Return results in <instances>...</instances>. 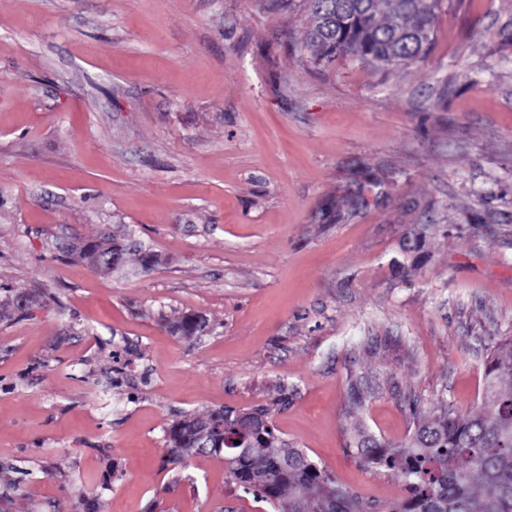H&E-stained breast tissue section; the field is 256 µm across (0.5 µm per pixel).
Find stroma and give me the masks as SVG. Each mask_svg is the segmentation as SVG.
I'll return each mask as SVG.
<instances>
[{
  "label": "stroma",
  "instance_id": "35a3bbf8",
  "mask_svg": "<svg viewBox=\"0 0 512 512\" xmlns=\"http://www.w3.org/2000/svg\"><path fill=\"white\" fill-rule=\"evenodd\" d=\"M302 0H0V512H273L182 416L270 409L364 500L357 432L481 406L512 336V0H441L388 75L300 47ZM110 231L159 263L92 270ZM213 329L173 334L180 315ZM362 403L352 407V396Z\"/></svg>",
  "mask_w": 512,
  "mask_h": 512
}]
</instances>
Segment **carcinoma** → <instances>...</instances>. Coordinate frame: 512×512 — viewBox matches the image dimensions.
<instances>
[{
	"instance_id": "cac0c4a2",
	"label": "carcinoma",
	"mask_w": 512,
	"mask_h": 512,
	"mask_svg": "<svg viewBox=\"0 0 512 512\" xmlns=\"http://www.w3.org/2000/svg\"><path fill=\"white\" fill-rule=\"evenodd\" d=\"M308 20L301 50L324 66L339 58L368 63L387 74L430 55L439 0H302ZM133 248L101 235L82 247V258L102 272L127 267ZM34 305L13 294L3 306L26 314ZM207 320L186 314L172 322L177 334L205 330ZM483 409L467 418L449 410L421 420L409 442L396 448L360 434L356 440L366 467L391 471L404 494L380 512H512V340L495 347L485 368ZM266 424L252 430L233 409L185 415L168 431L167 461L224 453L229 481L243 492L279 505L278 512H372L361 500L312 462L305 451L281 439L269 410L254 408Z\"/></svg>"
}]
</instances>
